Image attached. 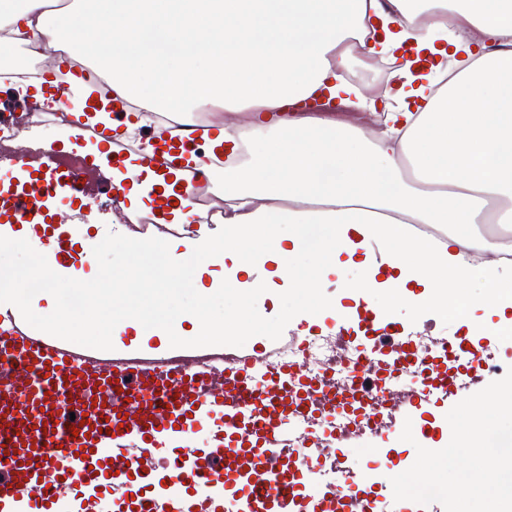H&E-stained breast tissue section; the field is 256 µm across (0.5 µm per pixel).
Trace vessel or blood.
I'll return each mask as SVG.
<instances>
[{"label":"vessel or blood","mask_w":512,"mask_h":512,"mask_svg":"<svg viewBox=\"0 0 512 512\" xmlns=\"http://www.w3.org/2000/svg\"><path fill=\"white\" fill-rule=\"evenodd\" d=\"M31 90L35 103L63 96L51 76ZM102 104L128 111L118 94H90L89 110ZM211 138L206 125H183L146 163L191 198L203 169L190 146ZM98 169L45 168L35 193L0 211L39 216L45 201L81 197ZM44 236L62 261H80L54 226ZM343 304L335 335L360 357L354 385L329 397L307 362L288 360L321 334L314 318L258 344L228 336L159 350L78 343L0 308V512H445L395 500L392 471L410 468L417 447L441 449L448 431L433 418L504 377L512 342L486 327L426 337L375 302ZM75 416L85 419L76 432ZM408 418L425 425L404 448ZM367 435L371 468L351 454Z\"/></svg>","instance_id":"vessel-or-blood-1"}]
</instances>
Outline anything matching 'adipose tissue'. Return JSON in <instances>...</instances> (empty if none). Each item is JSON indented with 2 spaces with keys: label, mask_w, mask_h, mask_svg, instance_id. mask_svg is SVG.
I'll list each match as a JSON object with an SVG mask.
<instances>
[{
  "label": "adipose tissue",
  "mask_w": 512,
  "mask_h": 512,
  "mask_svg": "<svg viewBox=\"0 0 512 512\" xmlns=\"http://www.w3.org/2000/svg\"><path fill=\"white\" fill-rule=\"evenodd\" d=\"M71 43L70 55L103 71L114 90L147 112L176 117L215 106L252 116L249 134L219 129L235 163L218 169L230 212L219 239L183 240L170 261L168 247L130 249L137 284L113 275L105 288L96 272L61 263L29 228L0 225V234L29 247L37 262L21 278L0 281V303L29 307L41 323L74 340L93 343L133 330L167 340L182 320L164 303L165 286L182 287L188 270L201 299L195 338L217 340L242 325L260 326L258 287L295 283L304 316L333 315L339 298L314 286L359 262L348 296L384 295L383 308L406 309L416 321L459 312L473 326L512 327V263L475 267L472 249L507 253L512 246L481 232L494 225L512 233V0H82L80 11L52 12L45 0H0V55L22 32ZM413 45L430 58L464 54L462 68L442 84L397 90L374 135L336 118L285 116V105L328 90L349 104L355 88L343 70L349 57L387 55ZM423 107H415V100ZM131 209L152 188L173 185L147 166L124 161L113 169ZM272 205L259 209L255 199ZM287 225V236L276 235ZM386 248L389 275L372 260ZM316 257L309 271L288 259ZM224 269L238 305L223 322L206 323L205 301L217 291L201 279L208 266ZM486 292L491 318L468 311L473 279ZM460 283L449 293L447 281ZM86 289L99 320L86 325L61 305L40 306L30 282Z\"/></svg>",
  "instance_id": "ef3b65f1"
}]
</instances>
